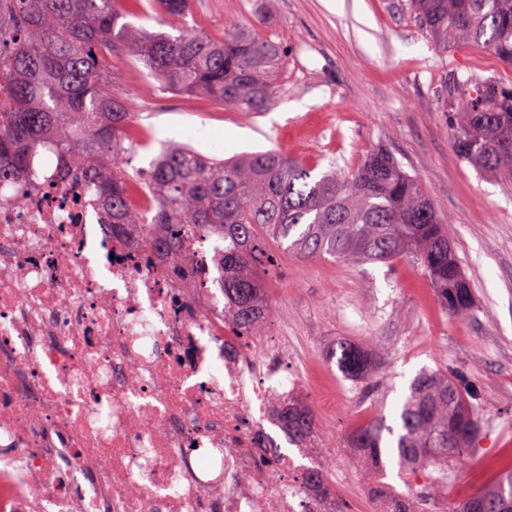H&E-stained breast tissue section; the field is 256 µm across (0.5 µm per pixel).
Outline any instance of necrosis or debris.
<instances>
[{"instance_id": "obj_1", "label": "necrosis or debris", "mask_w": 512, "mask_h": 512, "mask_svg": "<svg viewBox=\"0 0 512 512\" xmlns=\"http://www.w3.org/2000/svg\"><path fill=\"white\" fill-rule=\"evenodd\" d=\"M58 164L0 200V512H335L266 465L301 379L225 324L216 241L144 247Z\"/></svg>"}]
</instances>
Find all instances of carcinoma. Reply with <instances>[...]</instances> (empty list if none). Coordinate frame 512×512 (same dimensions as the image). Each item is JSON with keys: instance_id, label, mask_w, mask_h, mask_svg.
Segmentation results:
<instances>
[{"instance_id": "cac0c4a2", "label": "carcinoma", "mask_w": 512, "mask_h": 512, "mask_svg": "<svg viewBox=\"0 0 512 512\" xmlns=\"http://www.w3.org/2000/svg\"><path fill=\"white\" fill-rule=\"evenodd\" d=\"M175 20L190 0H159ZM140 0H0V187L33 175V157H60L64 180H80L96 195L112 224H148L155 247L176 253L196 233L224 241L218 280L224 323L238 336H258L273 316L263 275L277 267L268 247L349 263L420 264L443 307L461 317L473 306L471 288L452 247L451 221L438 215L416 176L384 151L357 167L332 162L319 175L274 151L231 161L170 142L147 170L130 174L133 113L110 89L114 77L101 67L106 52L130 57L168 91L205 95L236 112H265L279 93L288 52L279 44L235 28L221 40L189 24L173 36L127 21ZM423 30L442 51L479 43L512 62V0H409ZM446 106L459 156L487 180L512 179V88L492 78L454 75ZM139 188L152 201L140 212L128 195ZM329 359L347 378L373 371L370 353L339 342ZM288 444L307 446L317 431L314 412L290 399L277 407ZM478 410L465 382L448 371H423L397 412V426L380 418L349 435L381 512H427L447 497L448 468L472 451ZM413 475L440 473L431 495L401 494L384 482L386 461ZM324 458L304 468V480L324 495L333 492ZM512 512V472L448 512Z\"/></svg>"}]
</instances>
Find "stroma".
Returning <instances> with one entry per match:
<instances>
[{
  "mask_svg": "<svg viewBox=\"0 0 512 512\" xmlns=\"http://www.w3.org/2000/svg\"><path fill=\"white\" fill-rule=\"evenodd\" d=\"M188 21L215 40L246 25L286 46L282 90L269 111L234 112L203 96L159 91L141 63L104 56L115 93L128 99L148 141L134 167L148 168L170 140L224 159L276 149L321 171L332 161L356 167L384 147L453 224L456 257L475 295L459 319L410 259L356 265L284 254L267 280L274 314L265 333L287 329L299 353L295 370L334 386L342 400L336 413L318 418L336 459L329 475L340 507L371 505L349 463V433L380 416L394 420L427 369L460 374L480 415L474 450L448 476L449 499L512 471V181H486L461 159L443 108L453 74L512 88V64L477 45L441 52L408 0H192ZM340 341L372 351L371 380L345 379L330 362Z\"/></svg>",
  "mask_w": 512,
  "mask_h": 512,
  "instance_id": "1",
  "label": "stroma"
}]
</instances>
